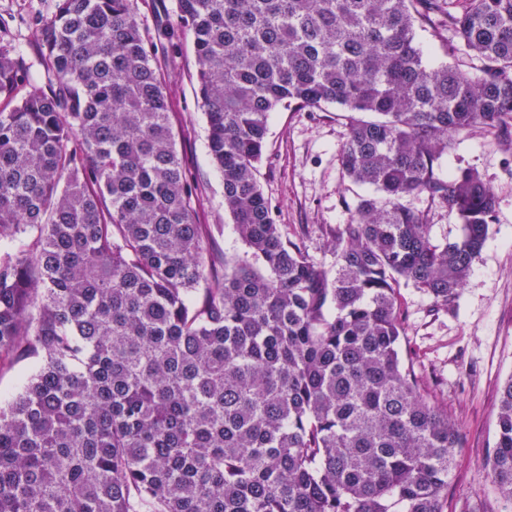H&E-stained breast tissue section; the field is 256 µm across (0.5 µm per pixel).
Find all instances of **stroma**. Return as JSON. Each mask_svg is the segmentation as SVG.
Wrapping results in <instances>:
<instances>
[{"label":"stroma","mask_w":512,"mask_h":512,"mask_svg":"<svg viewBox=\"0 0 512 512\" xmlns=\"http://www.w3.org/2000/svg\"><path fill=\"white\" fill-rule=\"evenodd\" d=\"M55 0H0V17L23 57L31 84H45L41 49L31 24L52 14ZM460 0L417 29L423 60L431 66L455 64L470 70L473 60L455 36L449 13ZM155 64L164 74L179 131L176 148L195 190L198 220L211 227L216 255L243 252L231 217L224 210V182L207 146V125L196 95L195 56L190 43L175 41L158 49ZM348 128L335 106L309 112L281 108L269 124L268 151L259 183L275 220L324 267L334 258L333 232L347 223L361 189L342 174L337 160ZM473 168L490 181L499 204L488 239L454 308L434 307L426 294L402 287V349L415 375L434 390L448 417L462 431L442 512H512L489 473L496 440L498 388L512 376V128L500 133L472 128L456 137L441 161L442 171ZM405 203L423 212L440 241L459 233L456 215L427 196Z\"/></svg>","instance_id":"obj_1"}]
</instances>
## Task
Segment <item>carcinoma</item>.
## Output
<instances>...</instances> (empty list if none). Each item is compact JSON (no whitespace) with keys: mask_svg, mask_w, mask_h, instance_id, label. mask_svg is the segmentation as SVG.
I'll return each instance as SVG.
<instances>
[{"mask_svg":"<svg viewBox=\"0 0 512 512\" xmlns=\"http://www.w3.org/2000/svg\"><path fill=\"white\" fill-rule=\"evenodd\" d=\"M465 2L471 74L423 62L416 26L441 0H177L166 36L193 44L245 246L222 274L134 0L34 21L45 90L0 31V362L39 359L0 407V512H441L461 433L406 365L400 286L453 306L498 201L440 160L512 125V0ZM331 104L342 173L372 192L327 269L257 173L272 112ZM421 194L455 240L404 204ZM490 475L512 498V376ZM404 203L427 216L429 223L433 224L432 234L437 240H452L459 234V221L456 215L437 201L420 195L406 198Z\"/></svg>","mask_w":512,"mask_h":512,"instance_id":"obj_1","label":"carcinoma"}]
</instances>
